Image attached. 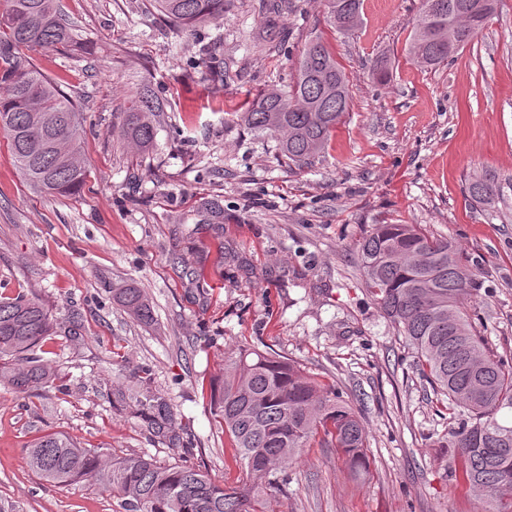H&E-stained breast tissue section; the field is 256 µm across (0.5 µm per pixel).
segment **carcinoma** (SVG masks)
Returning <instances> with one entry per match:
<instances>
[{
  "label": "carcinoma",
  "instance_id": "cac0c4a2",
  "mask_svg": "<svg viewBox=\"0 0 512 512\" xmlns=\"http://www.w3.org/2000/svg\"><path fill=\"white\" fill-rule=\"evenodd\" d=\"M0 12V131L13 162L33 189L59 196L79 192L84 117L58 84L19 49H50L73 41L59 0H4ZM226 0H151L174 27L191 31L224 16ZM498 0H420L409 54L433 68L448 63L482 31ZM330 24L349 34L361 23V0H328ZM348 78L323 42L304 48L291 91L270 89L236 120L277 140L281 156L301 167L327 147L349 108ZM163 107L145 85L128 100L114 128L123 146L146 153L155 143ZM512 183L490 173L467 185L469 198L502 212ZM358 255L366 287L412 351L415 366L437 403L448 410L442 447L460 459V476L484 512H512V425L498 413L512 409V363L491 353L466 300L472 271L454 245L419 224H374ZM112 301L149 324L153 306L133 284L110 288ZM51 336L68 346L84 340L81 313L59 318L37 300L0 297V384L20 393L62 389L37 351ZM150 378L106 393L110 407L139 406L142 421L168 445L184 447L185 426L168 401L152 393ZM211 407L229 440L231 459L246 481L226 484L201 469L163 464L143 454L110 460L70 437L47 433L26 449V463L42 480L63 489L93 482L118 496L122 512H266L268 492L281 486L301 449L316 438L337 449L354 473L369 474L367 432L350 400L300 366L268 352L240 348L224 359L211 385Z\"/></svg>",
  "mask_w": 512,
  "mask_h": 512
}]
</instances>
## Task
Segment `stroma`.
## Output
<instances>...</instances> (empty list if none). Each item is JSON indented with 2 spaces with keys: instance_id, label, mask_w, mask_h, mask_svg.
Listing matches in <instances>:
<instances>
[{
  "instance_id": "stroma-1",
  "label": "stroma",
  "mask_w": 512,
  "mask_h": 512,
  "mask_svg": "<svg viewBox=\"0 0 512 512\" xmlns=\"http://www.w3.org/2000/svg\"><path fill=\"white\" fill-rule=\"evenodd\" d=\"M146 2L60 0L74 42L31 53L87 119L80 193L30 188L0 137V295L58 316L79 309L86 328L78 349L44 346L65 390L0 385V499L19 512H120L109 489H58L27 467L26 448L49 432L238 481L209 384L225 356L250 346L342 391L368 433L366 480L336 449L305 448L270 512H482L439 446L448 418L366 288L358 244L374 224H420L454 242L488 346L512 360V218H488L467 194L474 175L512 179V0L433 69L406 54L420 0H362L351 35L329 25L327 0H288L270 22L267 0H226L223 17L190 32ZM313 39L344 68L349 110L325 152L295 167L234 114L262 90L287 89ZM382 58L384 84L372 75ZM221 65L230 77L218 83ZM145 82L165 109L138 156L112 125ZM207 200L223 206V223H205ZM107 282L143 288L154 324L114 304ZM141 369L189 424L191 447H168L103 399Z\"/></svg>"
}]
</instances>
